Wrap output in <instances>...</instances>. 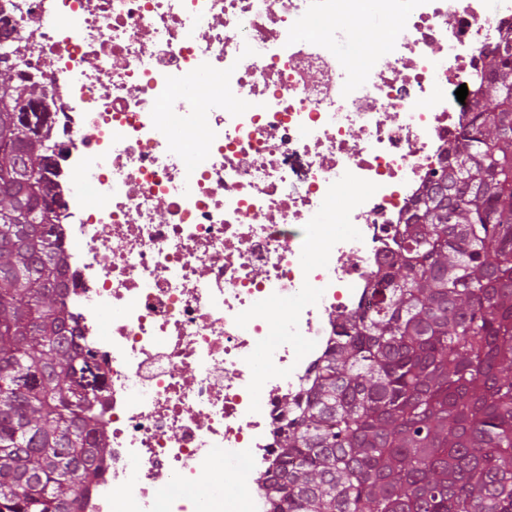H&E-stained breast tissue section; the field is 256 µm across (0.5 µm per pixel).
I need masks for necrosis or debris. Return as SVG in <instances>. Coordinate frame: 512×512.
I'll return each instance as SVG.
<instances>
[{
  "instance_id": "4bbe7bcc",
  "label": "necrosis or debris",
  "mask_w": 512,
  "mask_h": 512,
  "mask_svg": "<svg viewBox=\"0 0 512 512\" xmlns=\"http://www.w3.org/2000/svg\"><path fill=\"white\" fill-rule=\"evenodd\" d=\"M366 16L395 30L358 68L337 47ZM1 18L48 93L60 293L103 385L111 452L79 512H270L284 399L367 308L512 0H0Z\"/></svg>"
}]
</instances>
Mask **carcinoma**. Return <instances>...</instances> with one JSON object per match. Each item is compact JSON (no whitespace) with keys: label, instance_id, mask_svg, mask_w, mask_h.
<instances>
[{"label":"carcinoma","instance_id":"obj_1","mask_svg":"<svg viewBox=\"0 0 512 512\" xmlns=\"http://www.w3.org/2000/svg\"><path fill=\"white\" fill-rule=\"evenodd\" d=\"M484 59L368 310L285 402L274 512H512V39ZM37 87L0 55V512H72L110 450L57 291Z\"/></svg>","mask_w":512,"mask_h":512}]
</instances>
